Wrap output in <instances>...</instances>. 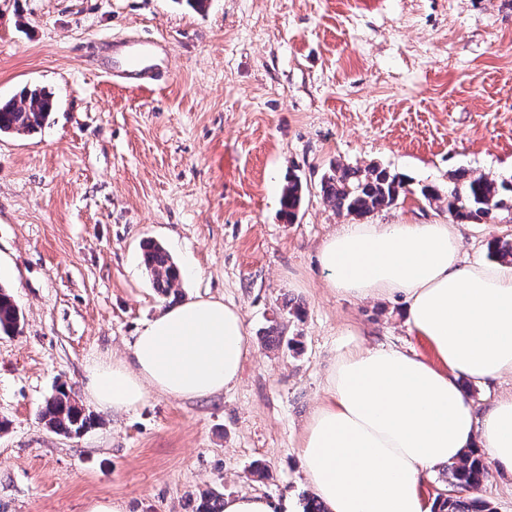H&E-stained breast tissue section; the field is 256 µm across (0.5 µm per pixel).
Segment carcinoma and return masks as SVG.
I'll use <instances>...</instances> for the list:
<instances>
[{"label":"carcinoma","mask_w":512,"mask_h":512,"mask_svg":"<svg viewBox=\"0 0 512 512\" xmlns=\"http://www.w3.org/2000/svg\"><path fill=\"white\" fill-rule=\"evenodd\" d=\"M53 109L52 96L38 88L25 92L18 102L0 103V133L33 132L42 127ZM320 191L324 201L337 212L363 217L396 204L408 189L400 177L383 167L361 169L337 165L321 177ZM302 192L301 179L289 175L281 198V214L289 224L297 218ZM506 192L512 193V183L466 170L454 175L443 193L431 186L420 189L425 199L438 203L458 224L495 221L505 207ZM142 260L159 296L178 295L182 274L162 245L153 240L144 241ZM19 323L20 312L12 295L0 287V332L13 333ZM40 416L52 431L64 435H79L94 425V418L63 387L46 400ZM446 470L450 490L438 494L437 512H494L491 502L478 494L487 475L482 456L467 453ZM223 506V494L209 491L203 495L197 512H222Z\"/></svg>","instance_id":"cac0c4a2"}]
</instances>
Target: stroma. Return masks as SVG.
<instances>
[{
    "label": "stroma",
    "mask_w": 512,
    "mask_h": 512,
    "mask_svg": "<svg viewBox=\"0 0 512 512\" xmlns=\"http://www.w3.org/2000/svg\"><path fill=\"white\" fill-rule=\"evenodd\" d=\"M131 35L168 42L167 81L131 89L92 65ZM34 87L54 99L47 121L0 135V285L21 313L0 333V512H191L210 489L301 507L298 452L337 354L358 335L434 357L400 303L325 288L318 249L350 218L320 178L336 163L403 177L368 224L447 223L420 189L460 169L511 180L512 0H0V99ZM292 173L305 192L288 224ZM463 235L490 263L512 211ZM147 239L182 298L241 310L252 351L223 393L115 412L90 402L88 368L168 304ZM61 385L96 418L81 435L39 415ZM142 260L150 273L152 287L161 297L176 296L182 274L170 253L159 243L146 240L142 244Z\"/></svg>",
    "instance_id": "obj_1"
}]
</instances>
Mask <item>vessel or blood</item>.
Segmentation results:
<instances>
[{
    "label": "vessel or blood",
    "instance_id": "vessel-or-blood-1",
    "mask_svg": "<svg viewBox=\"0 0 512 512\" xmlns=\"http://www.w3.org/2000/svg\"><path fill=\"white\" fill-rule=\"evenodd\" d=\"M170 48L162 39L155 37H133L113 40L107 50L111 62L105 71L113 79L130 86H141L161 80L166 72L164 66Z\"/></svg>",
    "mask_w": 512,
    "mask_h": 512
}]
</instances>
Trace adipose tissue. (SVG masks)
Returning <instances> with one entry per match:
<instances>
[{
	"mask_svg": "<svg viewBox=\"0 0 512 512\" xmlns=\"http://www.w3.org/2000/svg\"><path fill=\"white\" fill-rule=\"evenodd\" d=\"M318 261L335 294L401 302L436 354L358 342L336 357L299 449L329 512H431L421 484L471 448L512 472V394L481 415L461 385L512 376V265L467 263L454 224H347ZM249 352L235 306L188 298L145 322L127 355L94 362L88 391L117 412L154 393L209 397L238 381Z\"/></svg>",
	"mask_w": 512,
	"mask_h": 512,
	"instance_id": "obj_1",
	"label": "adipose tissue"
}]
</instances>
